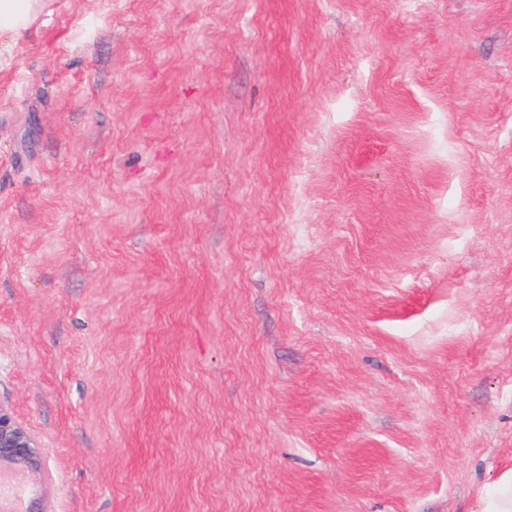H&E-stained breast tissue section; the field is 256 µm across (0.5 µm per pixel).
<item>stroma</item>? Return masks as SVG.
<instances>
[{
    "mask_svg": "<svg viewBox=\"0 0 512 512\" xmlns=\"http://www.w3.org/2000/svg\"><path fill=\"white\" fill-rule=\"evenodd\" d=\"M0 403L45 512H473L512 0H46L0 43ZM42 459L36 439L12 409L0 403V468L14 469L29 477L41 471Z\"/></svg>",
    "mask_w": 512,
    "mask_h": 512,
    "instance_id": "1",
    "label": "stroma"
}]
</instances>
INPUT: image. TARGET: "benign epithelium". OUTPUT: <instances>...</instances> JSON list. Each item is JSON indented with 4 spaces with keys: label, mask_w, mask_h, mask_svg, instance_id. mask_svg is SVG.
<instances>
[{
    "label": "benign epithelium",
    "mask_w": 512,
    "mask_h": 512,
    "mask_svg": "<svg viewBox=\"0 0 512 512\" xmlns=\"http://www.w3.org/2000/svg\"><path fill=\"white\" fill-rule=\"evenodd\" d=\"M0 468L36 474L42 469V451L33 435L11 408L0 403Z\"/></svg>",
    "instance_id": "7a95c632"
}]
</instances>
